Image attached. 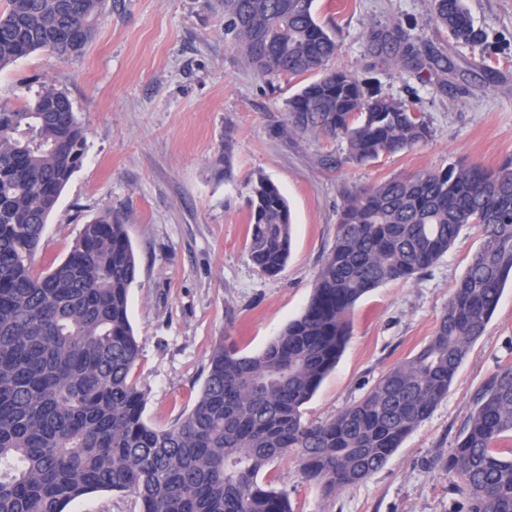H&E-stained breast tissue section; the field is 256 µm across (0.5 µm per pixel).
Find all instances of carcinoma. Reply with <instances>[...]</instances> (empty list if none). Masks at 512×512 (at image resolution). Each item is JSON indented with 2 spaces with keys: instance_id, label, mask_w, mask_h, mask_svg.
<instances>
[{
  "instance_id": "carcinoma-1",
  "label": "carcinoma",
  "mask_w": 512,
  "mask_h": 512,
  "mask_svg": "<svg viewBox=\"0 0 512 512\" xmlns=\"http://www.w3.org/2000/svg\"><path fill=\"white\" fill-rule=\"evenodd\" d=\"M224 36L268 82L308 76L288 100L291 128L342 139L366 166L413 150L432 132L404 101L332 69L338 45L313 0H220ZM106 0H6L0 69L36 51L79 57ZM433 19L466 46L482 41L465 0H432ZM374 42L425 66L397 27ZM85 130L68 95L49 83L0 109V512H65L96 491H130L141 512H293L288 494L258 482L291 455L324 495L381 469L448 393L512 279V159L495 170L459 163L344 191L334 246L300 316L262 351L219 342L192 409L148 425L131 374L140 356L129 320L139 268L125 224L105 209L65 258L37 274L32 257L80 167ZM481 243L429 340L354 404L321 424L302 409L336 366L364 295L423 274L460 232ZM247 245L276 275L288 262L292 219L267 176L250 180ZM512 367L477 394L445 463L465 512H512Z\"/></svg>"
}]
</instances>
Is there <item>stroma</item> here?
<instances>
[{
    "label": "stroma",
    "instance_id": "35a3bbf8",
    "mask_svg": "<svg viewBox=\"0 0 512 512\" xmlns=\"http://www.w3.org/2000/svg\"><path fill=\"white\" fill-rule=\"evenodd\" d=\"M465 2L481 45L455 44L434 23L430 0H314L316 18L336 37L333 66L412 105L432 131L426 145L369 166L345 162L341 139L290 130L287 102L300 80L260 78L225 40L218 0H108L81 57L37 51L0 70V104L17 106L28 88L50 83L66 92L85 129L82 164L48 219L35 269L63 259L104 209L126 226L139 266L129 289L140 348L132 378L149 424L190 411L220 339L257 353L303 311L333 247L344 189L458 161L494 170L512 157V0ZM397 24L418 51L447 56L451 73H413L398 54L371 45L372 32ZM481 59L490 74L476 69ZM260 173L278 185L293 217L291 255L276 276L260 272L246 248L248 181ZM480 235L464 228L428 273L358 301L352 334L305 404V422L332 419L424 345ZM509 366L511 283L447 395L384 467L333 496L306 481L290 456L259 479L285 490L295 512H456L454 476L441 462L478 392ZM66 512H140V504L128 492L99 491Z\"/></svg>",
    "mask_w": 512,
    "mask_h": 512
}]
</instances>
